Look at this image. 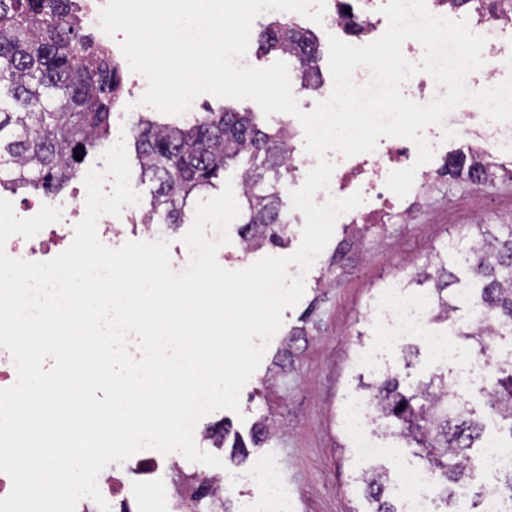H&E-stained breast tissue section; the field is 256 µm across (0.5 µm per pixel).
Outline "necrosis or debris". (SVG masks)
<instances>
[{"instance_id": "necrosis-or-debris-1", "label": "necrosis or debris", "mask_w": 512, "mask_h": 512, "mask_svg": "<svg viewBox=\"0 0 512 512\" xmlns=\"http://www.w3.org/2000/svg\"><path fill=\"white\" fill-rule=\"evenodd\" d=\"M325 20L327 28L339 40L364 46L377 40L383 29L377 0H328ZM428 10L438 16L453 17L463 14L469 25L482 28L487 34L483 57L504 64L512 55V14L503 12L499 0H464L459 8L448 7L446 0H426ZM452 128L461 147L459 157L465 164L463 180L479 187L492 180L494 172L491 159L504 141H512V123L487 122L480 107L461 113ZM442 127L431 125L423 135L434 149L433 159L416 165L417 151L414 144L402 138L379 140L374 152L346 157L334 154L332 180L336 194L347 197L361 193L363 203L342 214L336 228V249L323 261L324 276L345 271L354 261L362 258L385 225L406 222L410 198L423 195L439 179L448 174V144L443 141ZM415 167L416 174L409 197H398L387 189L386 180L391 172ZM63 219L43 228L32 238L19 235L10 237L5 244L6 253L13 258L28 261H48L65 251L74 237V226L85 215L84 203L61 201ZM366 317L370 323L382 325V341L398 347L412 337L422 338L438 357L448 358L453 350L448 338L454 327L435 332L429 327L430 300L427 296L408 292L401 283L392 282L382 295L369 305ZM374 403L364 393L350 397L347 403L345 425L358 437L357 445L365 456L377 457L379 451L371 440L362 438L364 428L372 423ZM139 478L138 492H130L127 473ZM105 486L104 498L112 512H168L170 502L161 500L158 489L172 483L175 501L183 512L205 499L224 497L222 478H206L198 473L179 471L176 460L157 451L145 449L130 459L128 470L105 468L99 475ZM392 495L401 503V512H430V475L422 468L404 469L390 486Z\"/></svg>"}]
</instances>
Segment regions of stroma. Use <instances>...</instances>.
I'll use <instances>...</instances> for the list:
<instances>
[{"label":"stroma","mask_w":512,"mask_h":512,"mask_svg":"<svg viewBox=\"0 0 512 512\" xmlns=\"http://www.w3.org/2000/svg\"><path fill=\"white\" fill-rule=\"evenodd\" d=\"M479 224H512L511 173L479 188L443 179L407 223L391 225L386 239L336 282L322 287L306 275L305 294L284 311L281 329L242 389L239 412L219 410L198 423L227 433L220 457L232 480L224 496L231 512H246L257 463L272 470L286 500L284 512H369L357 481L366 463L344 426L347 400L366 372L363 355L380 350L405 389L443 370L458 372L459 365L436 363L416 337L410 340L417 349L411 359L399 349L381 350L366 310L387 283L407 278L434 251L467 243ZM261 418L273 432L256 444L252 427ZM237 441L245 444V456L234 455Z\"/></svg>","instance_id":"1"}]
</instances>
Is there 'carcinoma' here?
<instances>
[{
    "mask_svg": "<svg viewBox=\"0 0 512 512\" xmlns=\"http://www.w3.org/2000/svg\"><path fill=\"white\" fill-rule=\"evenodd\" d=\"M266 51L298 54V79L304 90L319 79V52L308 35L273 20L261 27ZM122 85L119 67L94 44L75 20L74 0H0V189H31L48 195L66 186L81 170L75 155L87 153L108 136L110 116ZM132 163L154 184L150 209L142 220L182 224L194 200L216 186L230 163L247 158L240 205V232L267 235L282 243L274 229L288 220L280 183L288 175V131H263L251 112L224 109L178 122L142 117L132 130ZM456 263L480 281L474 305L501 330L512 334V224H480L457 252ZM411 282L429 284L436 310L433 323H445L457 310L448 260L435 254ZM457 336L488 343L460 324ZM498 377L487 402L490 412L509 422L512 438V362L496 366ZM359 388L376 400L377 420L388 436L408 448L442 483V512H456L448 484L468 476L466 451L481 439L483 424L472 418L458 381L434 374L421 389L401 390L397 376L384 374ZM370 512H398L387 486L391 473L376 465L361 476Z\"/></svg>",
    "mask_w": 512,
    "mask_h": 512,
    "instance_id": "1",
    "label": "carcinoma"
}]
</instances>
